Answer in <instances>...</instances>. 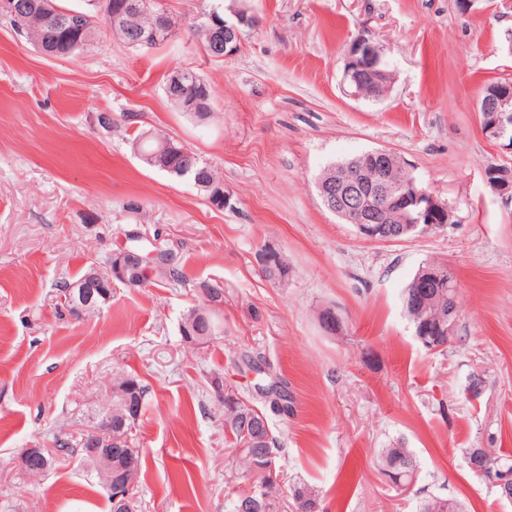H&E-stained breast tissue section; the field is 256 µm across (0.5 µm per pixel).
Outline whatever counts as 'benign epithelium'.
<instances>
[{
    "instance_id": "benign-epithelium-1",
    "label": "benign epithelium",
    "mask_w": 512,
    "mask_h": 512,
    "mask_svg": "<svg viewBox=\"0 0 512 512\" xmlns=\"http://www.w3.org/2000/svg\"><path fill=\"white\" fill-rule=\"evenodd\" d=\"M236 22L230 23L213 13L210 22L224 30V56L236 52L241 43L240 28L255 23V18L246 11H234ZM392 72L384 57L383 48L373 39L360 37L349 47L343 72V85L348 96L355 99L366 96L363 88L370 89L369 96L378 99L389 89ZM484 135L492 142L508 140L512 147V90L501 88L497 95L485 98L482 110ZM408 170V164L396 152L376 149L365 152L343 166L336 179L319 185L327 207L336 215L352 224L358 235L366 240L399 242L406 239L436 234L453 223L454 213L448 202L422 186L414 177L401 178L398 172ZM489 186L499 195L512 198V180L500 178L499 172H485ZM392 201L403 215L402 223L387 222L386 201ZM110 276L124 283L131 280L133 267L140 264L141 257L125 249L117 255ZM102 276L93 271L80 284L78 301L73 313L83 314L85 307L96 302V288ZM456 280L453 269L447 265L430 263L420 267L410 284L412 295L424 296L434 288H450ZM457 307L448 308L440 315L434 331L452 334L456 323ZM112 430V416L86 431L83 436L85 449L102 460L107 479H112V449L103 447L101 437ZM43 448H24L18 456V465L29 471L34 458L46 463ZM491 481L502 493L512 496V469L500 468Z\"/></svg>"
}]
</instances>
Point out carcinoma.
Segmentation results:
<instances>
[{
	"mask_svg": "<svg viewBox=\"0 0 512 512\" xmlns=\"http://www.w3.org/2000/svg\"><path fill=\"white\" fill-rule=\"evenodd\" d=\"M29 7L25 11L22 32L30 37L41 52L47 55L75 56L87 50L98 38L99 24H104L110 35L130 45L138 35H151L159 19L150 12L153 5L145 0H113L115 5L109 15L98 17L97 0H86L88 8L80 10L87 17L85 28L72 30L60 27L40 11V0H26ZM190 32L204 51L219 49L221 41L207 18L203 17L190 27ZM178 95L174 101L178 107L190 101L195 102L194 114L206 118L211 114V91L209 85L195 71L179 69ZM133 146L146 156L145 164L163 171L169 176L180 179L189 178L205 193H210L209 185L221 186L223 182L216 171L199 157L188 160L181 152V142L158 133L140 132L133 138ZM144 261L134 276L132 287L141 288L151 279L165 283L183 282V272L175 259L165 265L155 263L149 253H142ZM404 304L413 326L417 327L435 319L440 309L448 308V292L435 298L415 304L410 292H405ZM203 307L192 308L184 315L181 327L196 326V332H210L213 321L202 316ZM129 386L123 395L112 394V404L101 417L118 411V406L129 398L139 410H144L145 387L134 377L122 376L112 382V389ZM260 394L270 399V406L279 410H288V392L278 381L267 386H258ZM265 415L245 400L232 386L224 387V427L232 435V445L237 451V462L243 474L253 477L249 490L238 494L229 503V512H321L319 491L303 482H285L279 478L276 470V440L266 437L263 423ZM135 424L112 427L110 448L118 449L115 463L112 464V485H123L126 481L136 483L139 474V455L132 446L130 433ZM379 463L382 473L392 481L409 482L416 477L419 463L406 443L397 439L381 449ZM417 512H467L465 505L451 498L429 496L420 499Z\"/></svg>",
	"mask_w": 512,
	"mask_h": 512,
	"instance_id": "carcinoma-1",
	"label": "carcinoma"
}]
</instances>
